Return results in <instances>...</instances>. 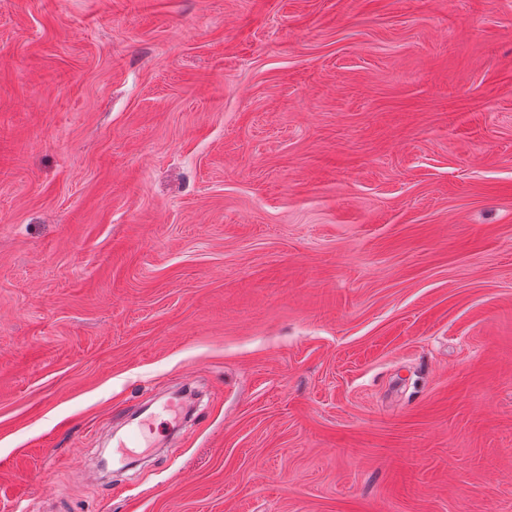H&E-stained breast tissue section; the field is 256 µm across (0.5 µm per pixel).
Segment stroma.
Segmentation results:
<instances>
[{
  "instance_id": "1",
  "label": "stroma",
  "mask_w": 512,
  "mask_h": 512,
  "mask_svg": "<svg viewBox=\"0 0 512 512\" xmlns=\"http://www.w3.org/2000/svg\"><path fill=\"white\" fill-rule=\"evenodd\" d=\"M0 512H512V0H0ZM155 429L152 420L139 419L118 447L113 449V460L122 463L129 452H135L136 449L146 447L148 441L154 435Z\"/></svg>"
}]
</instances>
